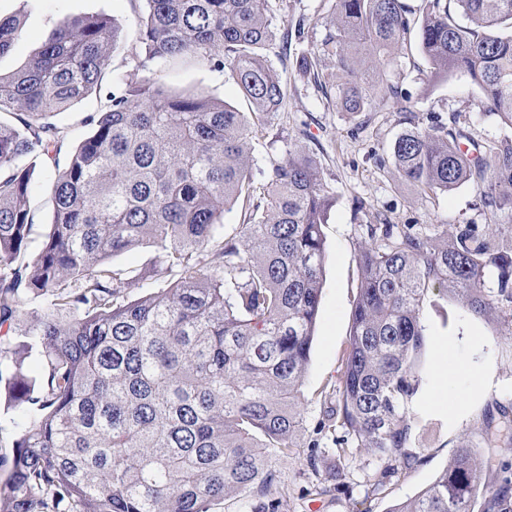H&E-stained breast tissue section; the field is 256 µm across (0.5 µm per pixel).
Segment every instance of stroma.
Returning a JSON list of instances; mask_svg holds the SVG:
<instances>
[{"mask_svg": "<svg viewBox=\"0 0 512 512\" xmlns=\"http://www.w3.org/2000/svg\"><path fill=\"white\" fill-rule=\"evenodd\" d=\"M143 0H0V20L19 18L22 35L12 50L0 56V75L8 76L23 68L51 37L58 23L66 18L107 16L121 34L123 50L114 56L112 70L103 81L100 94L90 95L54 116V123L68 134L69 145H77L88 132L84 118L98 111L104 94L113 84L136 82L149 69L133 58L138 17ZM334 0H268V18L277 33L266 55L282 81L288 85L285 108L267 124L263 136L252 142L253 168L271 174L275 164L287 159L289 151L315 156L324 182L334 198L323 227L326 265L320 312L315 327L309 370L303 392L307 432L299 448L288 459L274 460L279 490L286 502L284 512H389L401 501L413 499L443 470L462 440L479 443L484 412L495 403L512 402V343L498 336L494 325L461 317L444 325L449 312L458 311L456 302L436 300L427 307L424 318L431 328L428 342V375L419 405L424 416L416 428L415 445L422 448L419 461L399 467L386 494L367 498L373 474L383 460L361 454L340 461L331 431L326 429V393L340 384L342 357L349 345V332L359 286L358 225L369 215H382L395 224H486L490 221L476 188L466 184L448 194H427L398 178L391 154L396 136L406 125L399 113L380 105L370 114L340 111L324 89H335V69L325 70L320 84L299 80L293 73L296 53L320 46ZM426 61L418 50L398 56L392 79L408 92L413 109L419 113H461L477 139L512 136V129L477 106L478 90L462 74L439 82L420 80ZM169 85L177 90L202 92L220 99L241 112L250 106L240 96L231 71L195 66L172 74ZM54 167L40 164L32 182L30 205L34 226L29 254L42 244L51 213L48 199L52 192ZM449 350L457 364L451 388L438 386V358ZM487 375L484 385L473 379ZM317 467H310L309 457ZM328 478L330 491L320 495L316 486Z\"/></svg>", "mask_w": 512, "mask_h": 512, "instance_id": "1", "label": "stroma"}]
</instances>
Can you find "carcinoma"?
<instances>
[{
	"instance_id": "1",
	"label": "carcinoma",
	"mask_w": 512,
	"mask_h": 512,
	"mask_svg": "<svg viewBox=\"0 0 512 512\" xmlns=\"http://www.w3.org/2000/svg\"><path fill=\"white\" fill-rule=\"evenodd\" d=\"M267 0H144L135 54L160 70L229 66L252 112L178 92L156 71L117 86L67 149L48 121L102 88L119 29L98 16L62 21L25 68L0 76V384L25 426L0 452V512H282L272 456L305 432L302 387L319 316L331 197L315 161L288 153L258 187L251 141L288 89L263 54L276 33ZM416 32L430 80L469 78L512 128V0H336L321 47L295 57L298 77L339 76L343 112L375 99L409 115L391 149L398 175L423 192L473 183L486 208L512 212V139L479 141L454 112L420 118L396 85L393 53ZM0 21V55L20 36ZM65 161H60V155ZM57 174L42 248L25 260L37 160ZM239 206L234 236L224 213ZM360 283L330 421L337 456L410 464L425 384V307L451 295L512 340V227L501 223L361 224ZM151 245L154 275L174 281L134 301L143 273L111 257ZM37 305L32 319L24 307ZM39 350L40 372L24 371ZM486 421L483 443L512 447V406ZM394 471L378 470L374 495ZM512 512V476L468 442L434 481L389 512Z\"/></svg>"
}]
</instances>
